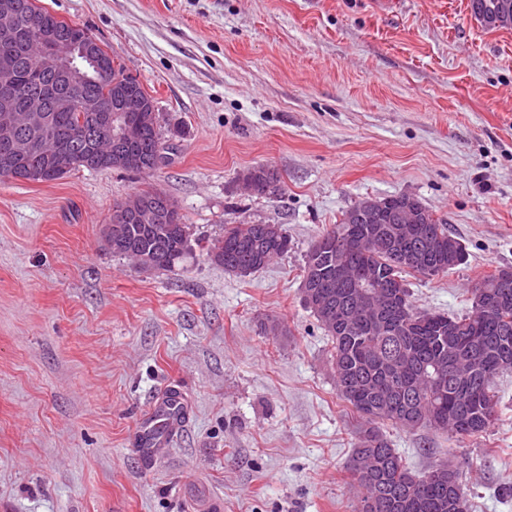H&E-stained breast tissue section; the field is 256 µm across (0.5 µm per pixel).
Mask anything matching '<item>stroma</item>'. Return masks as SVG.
Returning a JSON list of instances; mask_svg holds the SVG:
<instances>
[{"label":"stroma","mask_w":512,"mask_h":512,"mask_svg":"<svg viewBox=\"0 0 512 512\" xmlns=\"http://www.w3.org/2000/svg\"><path fill=\"white\" fill-rule=\"evenodd\" d=\"M135 75L173 163L0 180V512H355L363 424L336 392L307 307L305 256L366 197L408 193L463 242V264L405 274L416 308L451 316L512 267V29L468 0H39ZM264 165L276 195L239 180ZM194 238L280 224L288 254L241 278L196 254L144 272L102 229L144 187ZM178 387L187 421L145 459L141 416ZM497 421L448 438L385 424L416 474L460 466L470 512H512V374Z\"/></svg>","instance_id":"stroma-1"}]
</instances>
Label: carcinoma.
Masks as SVG:
<instances>
[{"mask_svg": "<svg viewBox=\"0 0 512 512\" xmlns=\"http://www.w3.org/2000/svg\"><path fill=\"white\" fill-rule=\"evenodd\" d=\"M21 10V28L27 32L13 41L0 40V58L14 60V68L0 80L10 79L21 88L38 85L39 74L34 41L30 29L52 26L72 39L85 36L86 29L60 20L36 4V0H17ZM471 15L512 16V0H469ZM121 65L112 69V80L93 79L80 88V94L112 98L125 87ZM52 128L68 136L79 124L77 112H50ZM127 149L144 158L138 174L149 176L158 167L153 164L157 144L165 140L162 127L141 128L127 120ZM268 167L258 165L246 171V188L254 195H266L264 177ZM130 199L155 203L161 212L156 224H127L112 253L131 256L156 250L166 256L162 267L170 271L193 258L192 240L183 237L185 223L180 210L167 211L162 205L165 194L143 189L128 195ZM405 195H388L384 202V225L401 229L393 220ZM442 240L428 246L411 237L405 247L420 254L422 265L400 267L392 263L388 243L381 238L370 246L360 236L371 232L372 225L361 224L357 237L350 240L337 225L324 231L308 250L306 262L317 260V276L323 282L335 280L336 240L345 250L347 261L358 279H370L380 291L395 290L409 296L403 274L416 272L431 276L446 273L465 260V248L448 231L440 218ZM265 248L259 224H226L223 234L205 247L206 256L224 265V271L242 266L251 276L267 266L258 258ZM494 295H507L509 304H494L483 309L472 303L470 310L458 316L420 310L409 305L417 320L415 331L393 323L384 328L373 325L374 314L355 309L350 300L339 306L352 320V326L339 334L328 327L324 311L310 306L322 329L332 340V361L336 391L364 420L352 456L353 471L363 496L359 512H469L462 473L447 462L431 466L416 475L403 465L396 449L379 424L391 422L406 429L430 427L452 438L479 437L495 421V381L512 373V279L503 282L494 273L481 281ZM455 332L448 335V323Z\"/></svg>", "mask_w": 512, "mask_h": 512, "instance_id": "obj_1", "label": "carcinoma"}]
</instances>
